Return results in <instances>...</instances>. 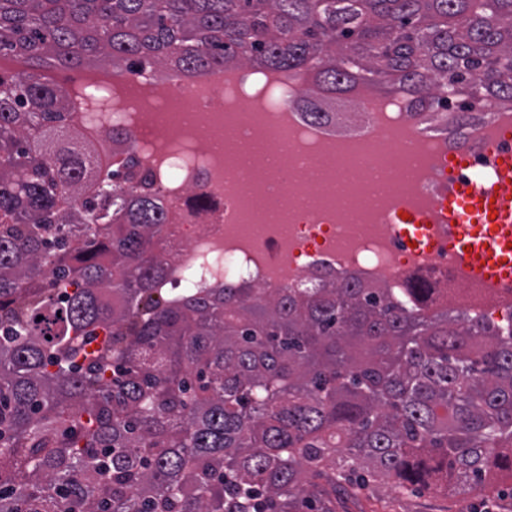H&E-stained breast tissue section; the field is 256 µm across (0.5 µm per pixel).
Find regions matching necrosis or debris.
<instances>
[{
  "instance_id": "1",
  "label": "necrosis or debris",
  "mask_w": 512,
  "mask_h": 512,
  "mask_svg": "<svg viewBox=\"0 0 512 512\" xmlns=\"http://www.w3.org/2000/svg\"><path fill=\"white\" fill-rule=\"evenodd\" d=\"M229 71L232 79L226 82L175 70H96L86 73L78 86L82 99L100 92L112 100L111 111L79 109L71 115L72 124L97 142L104 175L129 167L148 174L167 210L161 234L168 262L166 287L234 282L275 292L357 276L398 295L407 286V272L423 269L452 305L499 317L498 296L452 277L447 238L435 236L427 252L417 251L409 246L400 219L434 213L428 188L447 178L458 141L472 148L477 163L485 143L512 150L511 106L471 112L464 123L455 110L424 112L408 100L393 102L359 84L347 94L350 107L344 120L316 123L305 107L323 103L326 95L310 76L236 65ZM175 92L190 112L189 121L180 126L165 119ZM228 118L270 149L287 144L289 159L298 163L331 142L350 146L372 132L409 142L418 160L414 182L397 195L360 187L370 201L355 221L369 231L358 235L346 206L320 200L299 203L298 187L265 176L267 157L257 154L251 165L261 176L253 182L251 195L264 202L266 230L257 238L239 236L234 217L246 198L231 191L224 156L210 146L213 131Z\"/></svg>"
}]
</instances>
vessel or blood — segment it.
Masks as SVG:
<instances>
[{
    "mask_svg": "<svg viewBox=\"0 0 512 512\" xmlns=\"http://www.w3.org/2000/svg\"><path fill=\"white\" fill-rule=\"evenodd\" d=\"M487 162L466 180L441 182L436 232L448 238L455 279L501 289L512 283V153L485 146Z\"/></svg>",
    "mask_w": 512,
    "mask_h": 512,
    "instance_id": "vessel-or-blood-1",
    "label": "vessel or blood"
}]
</instances>
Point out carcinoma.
I'll use <instances>...</instances> for the list:
<instances>
[{
  "instance_id": "carcinoma-1",
  "label": "carcinoma",
  "mask_w": 512,
  "mask_h": 512,
  "mask_svg": "<svg viewBox=\"0 0 512 512\" xmlns=\"http://www.w3.org/2000/svg\"><path fill=\"white\" fill-rule=\"evenodd\" d=\"M0 512H337L387 480L512 479L496 321L358 280L161 288L145 176L101 184L63 67L314 70L512 103V0H0ZM138 181L140 191L123 187Z\"/></svg>"
}]
</instances>
